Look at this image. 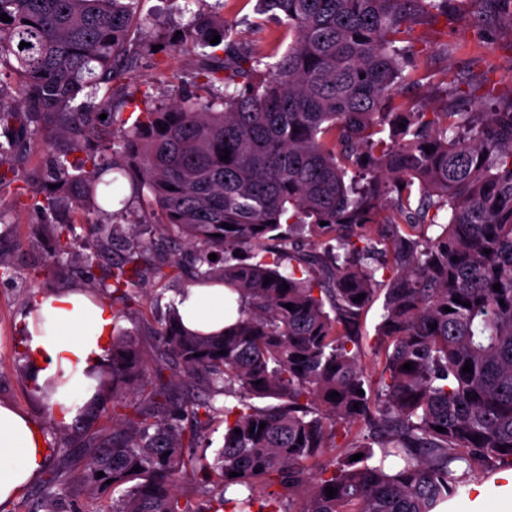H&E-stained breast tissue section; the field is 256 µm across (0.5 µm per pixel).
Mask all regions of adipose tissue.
<instances>
[{"label":"adipose tissue","instance_id":"ef3b65f1","mask_svg":"<svg viewBox=\"0 0 512 512\" xmlns=\"http://www.w3.org/2000/svg\"><path fill=\"white\" fill-rule=\"evenodd\" d=\"M177 313L191 331H223V286H189ZM28 331L36 379L61 377L50 407L59 420L71 422L95 392L88 372L99 364L112 334V309L79 288L61 295L40 294L31 304ZM39 433L27 415L0 404V504L21 494L41 472L46 456L39 449ZM442 512H512V468L471 485L465 502L449 500Z\"/></svg>","mask_w":512,"mask_h":512}]
</instances>
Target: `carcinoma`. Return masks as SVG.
<instances>
[{"label": "carcinoma", "mask_w": 512, "mask_h": 512, "mask_svg": "<svg viewBox=\"0 0 512 512\" xmlns=\"http://www.w3.org/2000/svg\"><path fill=\"white\" fill-rule=\"evenodd\" d=\"M138 2L0 0L11 18L0 21V188L28 140L60 132L65 149L43 172L54 188L30 208L47 218L68 206L90 227L78 254L75 224H48L44 270L101 266L93 287L131 305L148 272L182 274L154 256L152 236L172 228L194 249V279L238 296L237 320L208 337L169 303L151 364L112 316V364L96 375L112 408H86L85 427L99 424L86 487H124L110 512H438L471 478L512 466V102L414 112L396 101L414 82L413 21L448 0H264L290 38L274 62L196 0L175 39L196 50L192 83L167 104L129 91L152 48L130 36ZM124 104L139 109L131 123ZM109 172L148 191L155 223L106 222ZM305 234L314 249L300 247ZM252 248L272 261L236 256ZM219 252L222 266L209 259ZM380 296L373 381L360 325ZM174 362L188 399L165 381ZM267 398L278 403H252ZM219 415L210 461L195 448ZM355 423L367 433L351 434ZM336 448L340 459L308 466ZM62 482L50 470L27 512H79Z\"/></svg>", "instance_id": "cac0c4a2"}]
</instances>
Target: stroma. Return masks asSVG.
<instances>
[{
	"label": "stroma",
	"mask_w": 512,
	"mask_h": 512,
	"mask_svg": "<svg viewBox=\"0 0 512 512\" xmlns=\"http://www.w3.org/2000/svg\"><path fill=\"white\" fill-rule=\"evenodd\" d=\"M224 19L241 47H265L280 32L278 20L259 0H223ZM198 9L196 0H141L133 23V36L153 40L159 49L139 59L140 91L156 101H169L184 80L190 79L194 60L171 38L190 24ZM505 9L496 0H450L448 13L428 14L413 26L423 51L415 58L413 84L398 94L417 112H443L448 105L473 111L478 94L494 89L512 98V26L504 21ZM52 249L42 217L30 207L17 205L0 220V257L14 269L13 279L0 280V403L13 404L43 430L48 443L58 447L48 467L66 471L62 487L82 512H108L114 492L106 488L89 493L83 485L84 468L94 449L85 430L59 427L35 390L31 373L25 372L23 354L29 337L26 318L33 294H57L84 285L78 267L57 268L44 275ZM149 297L122 309L120 324L146 359L156 355L152 327L161 313L157 301H170L178 287L167 278L147 275Z\"/></svg>",
	"instance_id": "35a3bbf8"
}]
</instances>
